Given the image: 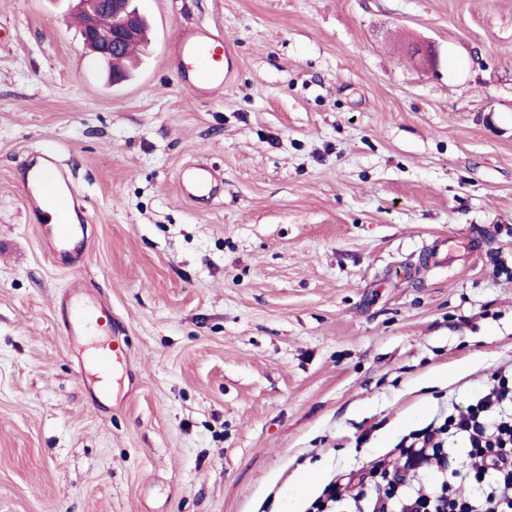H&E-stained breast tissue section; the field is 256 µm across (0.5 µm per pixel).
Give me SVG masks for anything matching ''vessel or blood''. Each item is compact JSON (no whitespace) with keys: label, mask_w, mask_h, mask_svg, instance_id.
<instances>
[{"label":"vessel or blood","mask_w":512,"mask_h":512,"mask_svg":"<svg viewBox=\"0 0 512 512\" xmlns=\"http://www.w3.org/2000/svg\"><path fill=\"white\" fill-rule=\"evenodd\" d=\"M176 52L180 80L197 96L220 93L230 88V68L225 61L231 58L232 49L221 31L202 24L186 26L177 38ZM181 179L191 185L195 198L210 196L214 175L205 165L185 169ZM21 183L27 208L40 211L50 206L58 215L56 231L48 241L51 254L66 260L70 267H80L85 260L87 228L63 221L64 213L77 209L78 203L56 152L43 151L38 162L22 175ZM85 287L83 279L74 278L59 300L64 326L71 336L88 335L94 320L106 324L112 321L109 309L84 307L82 292Z\"/></svg>","instance_id":"vessel-or-blood-1"}]
</instances>
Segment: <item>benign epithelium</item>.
Masks as SVG:
<instances>
[{
    "mask_svg": "<svg viewBox=\"0 0 512 512\" xmlns=\"http://www.w3.org/2000/svg\"><path fill=\"white\" fill-rule=\"evenodd\" d=\"M78 10L89 18L82 36L83 43L91 53L103 60L119 53L126 41L145 34L140 27L139 14L132 12L131 0H78ZM102 13L112 16V27L103 29L98 25ZM414 56L423 68L436 65V53L430 44L419 45L414 50Z\"/></svg>",
    "mask_w": 512,
    "mask_h": 512,
    "instance_id": "1",
    "label": "benign epithelium"
}]
</instances>
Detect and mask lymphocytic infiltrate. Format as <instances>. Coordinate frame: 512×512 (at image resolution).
<instances>
[{"label": "lymphocytic infiltrate", "instance_id": "1", "mask_svg": "<svg viewBox=\"0 0 512 512\" xmlns=\"http://www.w3.org/2000/svg\"><path fill=\"white\" fill-rule=\"evenodd\" d=\"M465 449L467 466L453 467L449 447ZM414 463L434 465L431 487L401 470L385 468L383 484L351 490L350 479L328 485L330 502L353 500L354 512H512V379L499 378L465 409L434 420L402 449ZM480 484L463 499L455 485Z\"/></svg>", "mask_w": 512, "mask_h": 512}]
</instances>
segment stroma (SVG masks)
Listing matches in <instances>:
<instances>
[{"instance_id":"stroma-1","label":"stroma","mask_w":512,"mask_h":512,"mask_svg":"<svg viewBox=\"0 0 512 512\" xmlns=\"http://www.w3.org/2000/svg\"><path fill=\"white\" fill-rule=\"evenodd\" d=\"M75 4L0 0V512H310L296 472L369 473L512 368V0H135L115 85ZM194 23L237 55L222 97L168 63ZM44 149L77 271L23 205ZM77 275L122 338L101 408ZM20 181L27 208L44 211L45 207L51 206L59 216L55 223L56 232L48 241L50 253L59 255L72 268L80 267L85 260L84 244L89 236L85 225L76 227L75 224L64 223L63 216L69 208L76 211L81 207L68 176L60 166L57 153L44 150L38 162L22 175ZM51 189L54 190V198L50 197ZM181 180L191 185L193 189V197L196 199H204L210 196L212 192V183L214 174L205 165L198 164L194 167L185 169L181 173ZM87 288L83 279L77 277L71 281L70 288L60 298L63 322L69 336H87L91 333L94 323L99 326V320L112 327V313L105 307H83L82 292ZM97 316V317H96Z\"/></svg>"}]
</instances>
